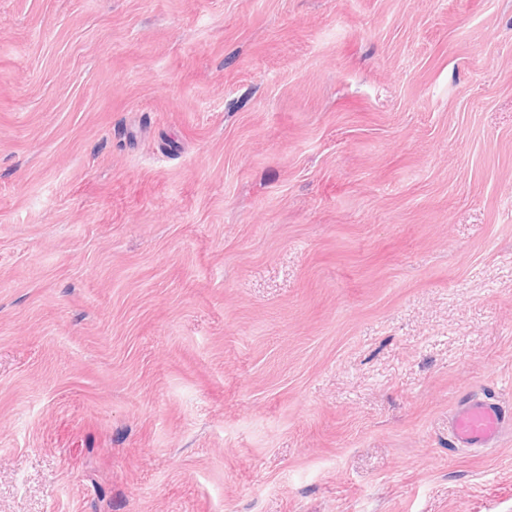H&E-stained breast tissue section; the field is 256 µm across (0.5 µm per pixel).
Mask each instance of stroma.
<instances>
[{"mask_svg":"<svg viewBox=\"0 0 512 512\" xmlns=\"http://www.w3.org/2000/svg\"><path fill=\"white\" fill-rule=\"evenodd\" d=\"M512 0H0V512H512ZM511 425L512 414L500 404L470 396L461 401L448 428L455 448H484L495 444Z\"/></svg>","mask_w":512,"mask_h":512,"instance_id":"1","label":"stroma"}]
</instances>
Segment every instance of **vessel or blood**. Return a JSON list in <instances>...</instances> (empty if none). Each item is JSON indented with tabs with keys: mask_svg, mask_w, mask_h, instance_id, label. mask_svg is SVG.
<instances>
[{
	"mask_svg": "<svg viewBox=\"0 0 512 512\" xmlns=\"http://www.w3.org/2000/svg\"><path fill=\"white\" fill-rule=\"evenodd\" d=\"M511 425L512 412L490 400L469 397L451 417L449 432L454 447L484 448L495 444Z\"/></svg>",
	"mask_w": 512,
	"mask_h": 512,
	"instance_id": "vessel-or-blood-1",
	"label": "vessel or blood"
}]
</instances>
